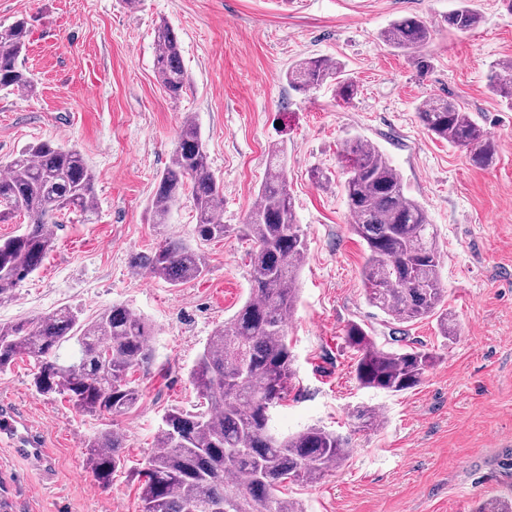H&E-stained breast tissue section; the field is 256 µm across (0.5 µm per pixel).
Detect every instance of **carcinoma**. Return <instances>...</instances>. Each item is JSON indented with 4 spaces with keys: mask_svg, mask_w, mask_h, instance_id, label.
Wrapping results in <instances>:
<instances>
[{
    "mask_svg": "<svg viewBox=\"0 0 512 512\" xmlns=\"http://www.w3.org/2000/svg\"><path fill=\"white\" fill-rule=\"evenodd\" d=\"M448 29L467 33L482 16L462 4L448 14ZM28 22L0 26V90L29 94L34 83L23 69ZM394 48L417 52L430 38L425 21L408 17L381 33ZM154 67L168 96L179 99L186 82L179 39L161 22ZM289 89L301 94L334 79L338 94L351 99L356 84L342 77L339 62L305 58L286 74ZM490 91L512 105V63L497 64ZM428 134L469 152L479 167L493 165L497 144L458 103L434 98L418 108ZM343 191L353 218L352 233L366 246L362 270L365 299L396 324L435 318L440 334L455 335L452 314L444 308L442 256L427 211L410 197L387 155L359 137L347 141ZM0 177V223L17 214L28 218L23 232L0 240V305L36 272L53 247L48 225L70 215L91 221L95 215V173L82 153L50 141L25 146L5 164ZM239 236L252 242L248 298L230 322L218 326L191 370L198 403L192 410L166 412L158 428L161 451L140 471V512H305L302 502L282 489L288 482H315L341 464L351 451L349 438L319 426L281 434L271 410L294 386L293 353L287 317L297 301L299 274L307 243L298 224L284 174L285 153L274 147ZM188 196L195 212L192 243L166 239L135 252L130 264L178 287L206 269L202 247L224 238L220 184L210 171L207 144L197 125L184 121L170 164L158 178L149 205L151 221L168 223L172 208ZM152 325L134 309L115 303L91 322L70 306L49 314L0 324V372L19 358L33 360L32 386L44 396L62 395L84 415L111 418L132 410L141 399L134 372L153 362L148 339ZM356 352L360 385L390 394L420 386L437 354L409 344L388 348L371 329L352 321L344 329ZM126 434L108 424L85 443L86 465L107 487L125 464ZM475 512H512V498L491 496Z\"/></svg>",
    "mask_w": 512,
    "mask_h": 512,
    "instance_id": "1",
    "label": "carcinoma"
}]
</instances>
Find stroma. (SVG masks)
I'll use <instances>...</instances> for the list:
<instances>
[{
	"instance_id": "1",
	"label": "stroma",
	"mask_w": 512,
	"mask_h": 512,
	"mask_svg": "<svg viewBox=\"0 0 512 512\" xmlns=\"http://www.w3.org/2000/svg\"><path fill=\"white\" fill-rule=\"evenodd\" d=\"M458 5L139 0L132 8L126 0H0V25L21 17L29 23L22 65L35 84L28 95L0 91V160L50 141L81 151L97 177L95 219L53 225V250L15 301L0 306V323L65 305L90 320L124 303L154 327L153 364L134 374L141 400L118 419L126 463L107 490L84 462V442L101 420L62 396L36 393L29 359L0 373V410L16 412L51 452L40 463L0 443L4 512H139L138 472L159 450L162 416L196 404L190 369L249 293L251 244L233 233L205 245L204 274L176 288L130 265L132 252L189 235V200L163 228L148 211L188 116L206 138L225 223H244L271 147L287 156L308 254L287 320L295 386L273 423L282 433L326 427L350 436L352 450L323 480L288 485L286 495L306 512H473L479 501L512 491L499 466L512 443V107L487 86L492 65L512 59V13L501 0H470L483 21L460 34L444 21ZM407 15L431 30L415 59L380 38ZM162 20L179 36L187 75L175 101L154 73V28ZM311 56L339 61L356 95L343 100L332 80L303 95L289 90L288 68ZM433 97L459 103L497 140L492 166L475 167L466 150L424 131L417 109ZM354 136L390 158L435 226L446 305L457 317L454 339H443L432 318L393 327L364 299L365 248L350 230L340 165ZM315 170L329 181L313 182ZM353 320L385 345L400 330L439 360L415 390L362 388L343 335ZM362 406L382 414L376 429H358L354 412Z\"/></svg>"
}]
</instances>
